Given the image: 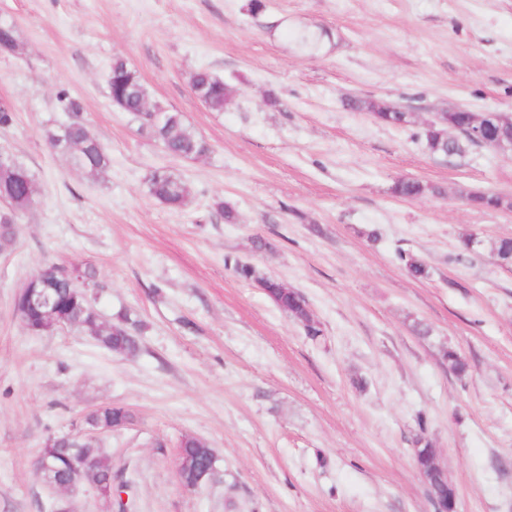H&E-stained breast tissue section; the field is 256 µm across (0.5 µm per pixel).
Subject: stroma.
I'll return each mask as SVG.
<instances>
[{"mask_svg":"<svg viewBox=\"0 0 512 512\" xmlns=\"http://www.w3.org/2000/svg\"><path fill=\"white\" fill-rule=\"evenodd\" d=\"M262 2L0 0L19 42L0 51V102L15 110L0 151L37 188L15 251L0 254V512H434L413 458L420 416L458 512H512V265L492 254L512 238V212L466 203L512 195V156L440 158L418 137L454 107L512 114V0ZM303 29L323 33L319 49L293 41ZM116 56L208 156L169 157L112 105ZM202 69L233 86L228 109L195 97ZM63 89L112 158L98 178L44 140L64 119ZM352 97L412 106V122L386 126L348 109ZM160 166L190 184L182 209L149 196ZM409 178L431 192L394 196ZM472 234L479 252L462 256ZM401 250L428 276H410ZM239 262L300 293L320 335L240 279ZM47 263L91 268L102 320L130 314L139 351L78 328L28 332L14 298ZM104 404L133 416L102 438L112 495L47 486L35 468L45 441L80 434ZM187 436L216 457L194 490L178 476Z\"/></svg>","mask_w":512,"mask_h":512,"instance_id":"35a3bbf8","label":"stroma"}]
</instances>
